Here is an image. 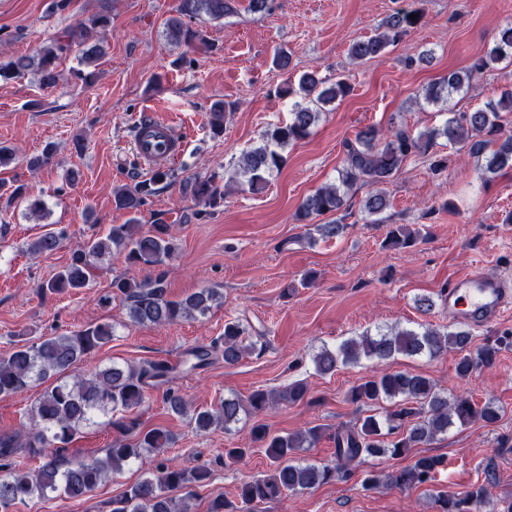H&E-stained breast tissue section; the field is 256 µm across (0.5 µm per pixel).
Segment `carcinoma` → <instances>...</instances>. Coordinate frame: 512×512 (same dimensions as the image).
Wrapping results in <instances>:
<instances>
[{
	"label": "carcinoma",
	"mask_w": 512,
	"mask_h": 512,
	"mask_svg": "<svg viewBox=\"0 0 512 512\" xmlns=\"http://www.w3.org/2000/svg\"><path fill=\"white\" fill-rule=\"evenodd\" d=\"M235 5L236 0H179L176 15L166 21V37L178 45L194 47L205 41V34L202 27H194L190 21L221 20L235 12ZM411 14L417 18L410 19ZM422 21L423 13L419 9H398L385 19L382 32L352 43L349 54L356 60L373 58L400 42L409 31L422 25ZM110 23L106 14L81 20L36 55L1 61L0 78L10 79L35 70L40 73L42 84L54 87L61 79L57 70L59 54L75 44L82 48V62L88 67L94 65L106 54L104 35ZM503 61L512 62V26L502 29L494 46L475 57L465 71L451 72L442 81L428 85L423 88L422 96L429 104H444L452 93L463 91ZM349 92L346 81L338 80L328 86L314 72L302 74L296 88L285 85L280 90L282 95L298 93L301 100L292 104L288 122L266 131L262 143L243 154L233 177L235 184L242 189H261L284 165V149L307 139L326 112L325 106ZM229 108L228 102H214L210 120L213 134L224 130V111ZM504 111L512 112L511 90L504 91L481 109L455 112L442 125L418 134L395 122L385 132L374 125L359 130L354 139L343 144L344 160L336 182L322 186L302 201L300 219L341 211L348 194L359 182L374 187L364 201V212L370 218L379 215L388 206L384 185L408 157L426 154L439 138L476 157L486 180L506 169L512 170V134L502 128ZM173 178V171L159 167L151 177L115 189L113 203L130 214L128 223L113 224L104 235L85 241L43 288L62 293L87 287L93 270L116 251L124 255L131 270L143 267L157 270L149 280L139 281L134 276L112 280L113 292L127 302L132 323L144 327L166 326L206 316L221 299V293L214 288H203L179 300L167 298L165 272L161 268L178 252V244L169 225L157 221L152 229L144 232L139 224L141 208L160 190V185L168 184ZM180 189L183 196L210 207L224 201V192L212 177H186L181 180ZM346 229L347 225L338 220L315 227L324 239L338 238ZM419 238V230L408 224H395L388 230L383 247L409 248ZM62 239L63 232L47 231L27 244L26 251L33 255L50 253L59 247ZM112 337V324L104 322L51 336L30 346H17L9 355L0 356V396L44 386L27 409L29 424L0 433V512H12L14 505L34 498L48 501L59 496L84 500L110 475L143 453L158 457L176 443L173 432L156 426L140 432L132 443H113L103 458H67L51 450L56 444L65 447L82 429L101 424L100 418L109 413L140 407L148 390L159 389L172 378L174 367L158 362L141 366L113 363L86 375H71L74 365L98 352ZM472 342L471 332L463 328L440 331L423 324L416 329L378 326L373 332L366 330L335 347L322 346L313 354L312 363L318 374L327 375L340 364L356 363L362 358L385 361L401 355L430 360L454 351L456 376L466 380L496 364L499 352L512 346V332H504L474 351ZM265 347L266 344L252 340L240 322L229 320L224 322V336L191 349L188 360L193 369L206 366L220 356L224 364L235 365L246 354L261 352ZM307 393V386L301 381L282 391L257 389L245 402L227 397L213 408L195 411L190 423L198 432L216 428L228 431L243 415L256 416L279 404L301 402ZM346 398L369 409L389 401L392 409L383 415L367 414L352 425L337 427L333 435L336 462L332 465L296 459L298 451L313 448L320 441L322 429L317 426L285 434H273L263 425L253 426L251 435L272 462V471L243 482L234 502L222 497L213 499L208 512H253L258 505L286 493H304L346 479L368 457L401 459L406 464L391 471L374 468L363 471L362 491L418 488L435 479L446 459L440 455L413 456L412 449L434 442L453 427L494 424L501 413L499 406L491 401L480 405L464 393L449 396L429 377L403 371L383 370L364 378L349 388ZM163 403L176 414L187 413L183 398L170 388L163 392ZM23 451L40 459L39 465L31 468L19 461ZM210 476L204 465L165 459L156 473L141 479L113 500L112 512H189L187 498ZM491 488L492 481L488 480L473 485L463 495L438 494L434 498L437 512H493ZM172 489L186 491V497L168 495Z\"/></svg>",
	"instance_id": "carcinoma-1"
}]
</instances>
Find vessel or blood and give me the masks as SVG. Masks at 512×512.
<instances>
[{"label": "vessel or blood", "instance_id": "obj_1", "mask_svg": "<svg viewBox=\"0 0 512 512\" xmlns=\"http://www.w3.org/2000/svg\"><path fill=\"white\" fill-rule=\"evenodd\" d=\"M132 139L146 167L160 159H177L184 149L183 140L172 123L161 120L151 111L137 120ZM441 300L449 321L483 328L512 310V279L487 276L477 266L465 276L449 280Z\"/></svg>", "mask_w": 512, "mask_h": 512}]
</instances>
